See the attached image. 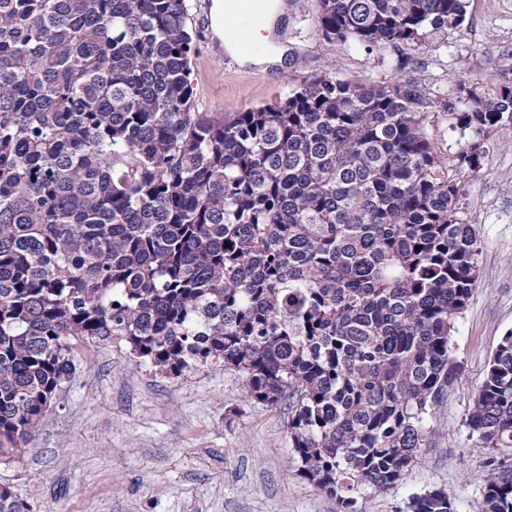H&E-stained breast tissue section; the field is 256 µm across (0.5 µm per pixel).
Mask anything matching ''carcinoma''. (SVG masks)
<instances>
[{
    "instance_id": "obj_1",
    "label": "carcinoma",
    "mask_w": 512,
    "mask_h": 512,
    "mask_svg": "<svg viewBox=\"0 0 512 512\" xmlns=\"http://www.w3.org/2000/svg\"><path fill=\"white\" fill-rule=\"evenodd\" d=\"M467 0H318L330 45L459 28ZM185 0H0V459L74 373L71 339L168 376L224 366L288 404L299 476L356 512L427 447L478 239L416 81L305 79L273 105L195 112ZM475 168L512 80L451 113ZM492 449L481 512H512V334L466 418ZM0 512H29L0 486ZM409 512H452L442 489Z\"/></svg>"
}]
</instances>
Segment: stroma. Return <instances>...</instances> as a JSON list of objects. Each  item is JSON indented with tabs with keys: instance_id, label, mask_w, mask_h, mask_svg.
<instances>
[{
	"instance_id": "stroma-1",
	"label": "stroma",
	"mask_w": 512,
	"mask_h": 512,
	"mask_svg": "<svg viewBox=\"0 0 512 512\" xmlns=\"http://www.w3.org/2000/svg\"><path fill=\"white\" fill-rule=\"evenodd\" d=\"M458 29L422 46L366 52L331 47L317 0H283L275 41L281 66L230 56L203 22L212 0H186L196 35L189 80L199 112L232 117L274 104L303 78L384 82L409 77L435 99L429 133L460 188V214L477 231L479 276L452 332L457 378L427 418L429 444L386 491L359 492L358 512H407L411 497L447 492L454 512H480L489 449L465 425L488 362L512 333V122L484 143L478 170L460 167L467 139L451 126L470 92L488 93L512 73V0H467ZM76 370L41 418L27 451L0 461V485L30 512H340L335 497L301 478L287 405L248 399L244 378L221 366L167 376L136 363L117 340H78Z\"/></svg>"
}]
</instances>
